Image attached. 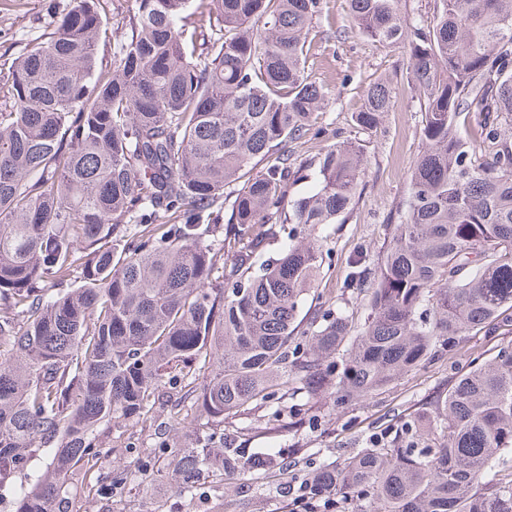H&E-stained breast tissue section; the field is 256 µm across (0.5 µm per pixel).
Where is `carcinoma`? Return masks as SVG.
Listing matches in <instances>:
<instances>
[{"label": "carcinoma", "instance_id": "1", "mask_svg": "<svg viewBox=\"0 0 512 512\" xmlns=\"http://www.w3.org/2000/svg\"><path fill=\"white\" fill-rule=\"evenodd\" d=\"M106 21L69 0L8 69L0 109V489L13 512H67L74 474L94 472V432L152 419L179 370L211 432L144 462L183 492L239 477L248 498L278 476L279 449L225 445L224 421L298 384L314 406L361 400L470 338L512 333V0H434L412 25L402 0H348L353 26L406 44L424 112L423 150L374 267L358 256L359 313L302 312L325 231L365 170L343 143L295 166L282 151L324 107L305 75L320 0H136ZM394 89L367 86L357 125L377 129ZM259 162L264 172L248 176ZM310 190L286 197L288 185ZM234 190L229 218L224 189ZM276 256L255 266L262 244ZM216 239L215 249L206 239ZM230 262H224V254ZM306 323L304 346L293 345ZM208 360L195 386L193 362ZM45 469L15 477L35 447ZM512 347L428 396L382 439L303 475L336 512H512ZM100 3L103 8L102 15L107 17L109 24L107 37L99 43L97 55L103 64L108 62L109 65L112 62L113 41L115 36L119 35V33L112 32V23L115 22V19L132 15L136 11L137 4L136 0H100ZM112 17L114 18L112 19Z\"/></svg>", "mask_w": 512, "mask_h": 512}]
</instances>
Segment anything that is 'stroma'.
I'll return each mask as SVG.
<instances>
[{"instance_id": "1", "label": "stroma", "mask_w": 512, "mask_h": 512, "mask_svg": "<svg viewBox=\"0 0 512 512\" xmlns=\"http://www.w3.org/2000/svg\"><path fill=\"white\" fill-rule=\"evenodd\" d=\"M66 2L0 0V108L12 104L4 89L11 60L43 32L51 20V7ZM307 46L306 72L325 87L327 96L312 129L299 142L289 144L290 153L296 163L303 164L330 145L349 141L360 144L367 163L353 206L326 232L321 274L304 305L311 309L324 302L349 313L358 307L356 291L345 285L350 260L359 252L375 260L385 242L389 218L407 194V178L422 147L420 95L407 81L408 47H383L364 38L352 27L348 0H321ZM380 76L388 77L395 87L393 106L376 131L366 132L355 124L354 114L369 83ZM495 353L491 342L477 336L458 352L363 400L319 409L307 408L299 399L272 401L228 419L224 432L248 448L278 446L285 456L316 468L341 460L369 439L384 435L396 415L411 411L473 360L484 361ZM182 387L175 373L160 380L152 422L116 418L99 427L93 438L98 453L95 481L72 482L70 512H283L282 502L268 483L253 494L249 504H240L234 479L206 484L190 494L178 491L164 474L149 486L130 481L112 494H98L97 483L106 482L109 473L133 471L167 448L194 447L207 434L209 425L202 417L195 418L190 428L169 429L171 418L180 410ZM278 420H294L298 426L283 431L274 442L265 429Z\"/></svg>"}]
</instances>
